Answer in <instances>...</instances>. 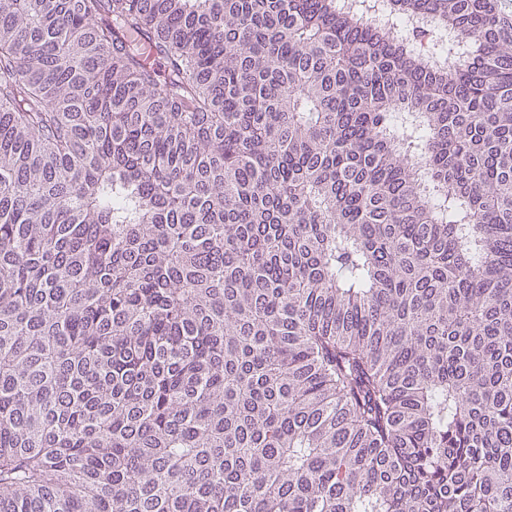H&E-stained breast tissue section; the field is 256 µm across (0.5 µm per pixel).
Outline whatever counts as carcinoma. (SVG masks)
<instances>
[{
	"label": "carcinoma",
	"mask_w": 512,
	"mask_h": 512,
	"mask_svg": "<svg viewBox=\"0 0 512 512\" xmlns=\"http://www.w3.org/2000/svg\"><path fill=\"white\" fill-rule=\"evenodd\" d=\"M0 512H512L505 0H0Z\"/></svg>",
	"instance_id": "obj_1"
}]
</instances>
